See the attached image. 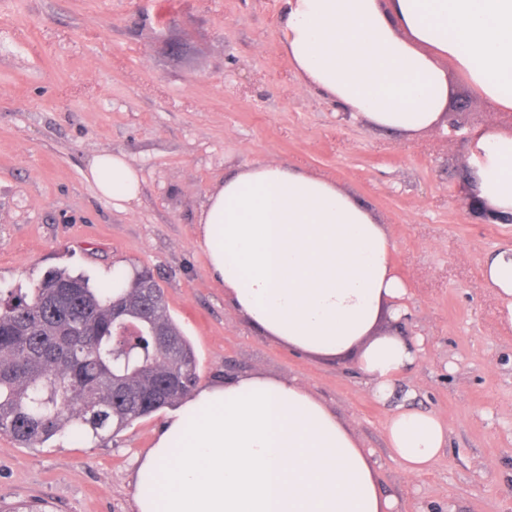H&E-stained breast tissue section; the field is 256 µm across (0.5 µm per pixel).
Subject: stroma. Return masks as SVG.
I'll return each instance as SVG.
<instances>
[{
    "label": "stroma",
    "mask_w": 512,
    "mask_h": 512,
    "mask_svg": "<svg viewBox=\"0 0 512 512\" xmlns=\"http://www.w3.org/2000/svg\"><path fill=\"white\" fill-rule=\"evenodd\" d=\"M165 2L0 0V292H29L52 268L96 284L151 268L196 350L200 386L252 374L302 383L372 452L400 512H512V319L483 277L487 257L512 246V224L481 223L460 194L471 132L512 134V112L454 75L447 125L379 130L304 83L281 47L286 0H176L158 17ZM100 152L139 170L130 209L85 180ZM263 160L331 178L388 230L405 318L383 313L378 331L421 341L395 388L448 429L428 474L410 478L391 458L390 407L373 398L357 351L292 352L212 279L197 212L217 181ZM163 419L104 446L65 435L22 448L0 433V499L134 512L136 460Z\"/></svg>",
    "instance_id": "stroma-1"
}]
</instances>
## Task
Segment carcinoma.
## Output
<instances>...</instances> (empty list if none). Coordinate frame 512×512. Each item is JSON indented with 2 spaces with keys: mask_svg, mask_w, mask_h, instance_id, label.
Listing matches in <instances>:
<instances>
[{
  "mask_svg": "<svg viewBox=\"0 0 512 512\" xmlns=\"http://www.w3.org/2000/svg\"><path fill=\"white\" fill-rule=\"evenodd\" d=\"M128 322L140 332L130 347L118 335ZM197 364L147 268L119 288L52 269L30 293L0 295V433L23 448L66 434L111 439L178 406L198 385Z\"/></svg>",
  "mask_w": 512,
  "mask_h": 512,
  "instance_id": "1",
  "label": "carcinoma"
}]
</instances>
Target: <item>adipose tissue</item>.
Returning <instances> with one entry per match:
<instances>
[{"mask_svg":"<svg viewBox=\"0 0 512 512\" xmlns=\"http://www.w3.org/2000/svg\"><path fill=\"white\" fill-rule=\"evenodd\" d=\"M281 45L307 85L372 126L412 136L441 125L449 76L512 112V0H287ZM475 190L512 213V135L476 133ZM85 179L119 210L142 183L122 153H99ZM196 243L232 305L265 336L310 356L359 349L373 397L394 393L417 358L376 332L406 294L390 235L326 177L255 162L207 194ZM484 276L512 316V248ZM390 455L412 477L448 442L431 413L397 404ZM136 512H394L375 462L300 383L259 375L200 388L160 426L134 474Z\"/></svg>","mask_w":512,"mask_h":512,"instance_id":"1","label":"adipose tissue"}]
</instances>
